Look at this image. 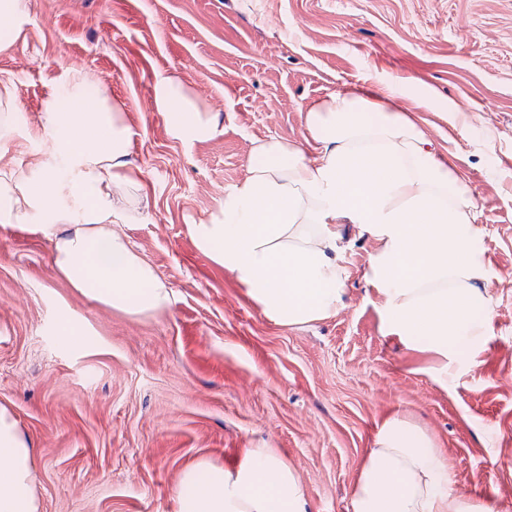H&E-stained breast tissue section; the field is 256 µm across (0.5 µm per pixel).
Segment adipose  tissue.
<instances>
[{
    "label": "adipose tissue",
    "instance_id": "1",
    "mask_svg": "<svg viewBox=\"0 0 512 512\" xmlns=\"http://www.w3.org/2000/svg\"><path fill=\"white\" fill-rule=\"evenodd\" d=\"M154 103L190 143L213 126L185 85L169 78ZM51 160L20 176L0 165V223L53 232L54 264L82 294L133 315L166 310L171 291L120 232L138 220V180L125 170L130 132L106 86L81 70L54 93ZM320 149L306 158L288 141L257 144L242 183L224 194V220L194 224L196 246L245 287L263 314L293 327L335 314L344 291L339 225L380 244L369 276L386 299L392 332L437 356L431 372H470L488 333L476 206L403 111L358 91L307 108ZM35 448L0 406V512H40ZM175 512H308L302 484L275 448H247L232 467H186ZM353 512H486L457 493L435 440L400 416L386 419L363 459Z\"/></svg>",
    "mask_w": 512,
    "mask_h": 512
}]
</instances>
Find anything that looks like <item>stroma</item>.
I'll use <instances>...</instances> for the list:
<instances>
[{"label": "stroma", "mask_w": 512, "mask_h": 512, "mask_svg": "<svg viewBox=\"0 0 512 512\" xmlns=\"http://www.w3.org/2000/svg\"><path fill=\"white\" fill-rule=\"evenodd\" d=\"M72 68L122 110L143 218L120 230L172 303L149 316L102 305L57 272L50 236L0 224V405L36 447L41 512H174L186 466L228 468L261 447L294 468L309 512H352L394 415L434 438L456 491L512 512V0H30L0 50L27 119L9 146L17 174ZM163 78L189 89L210 139L171 134L153 101ZM393 86L479 214L489 334L479 367L448 384L388 329L368 276L380 244L354 225L341 227L335 314L295 327L269 320L189 231L222 221L257 142L317 155L311 103Z\"/></svg>", "instance_id": "obj_1"}]
</instances>
